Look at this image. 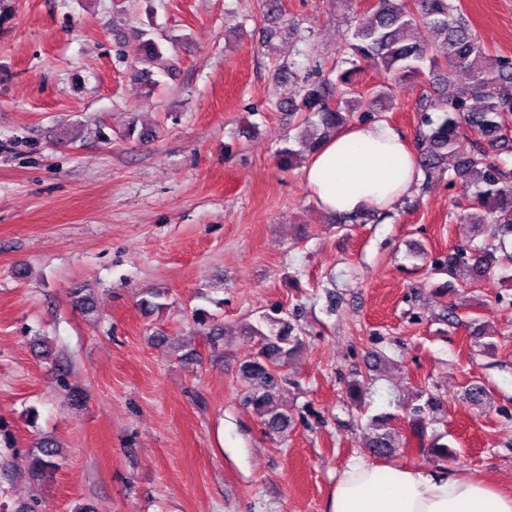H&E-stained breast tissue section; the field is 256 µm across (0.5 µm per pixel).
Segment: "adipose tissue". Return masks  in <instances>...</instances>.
<instances>
[{"label":"adipose tissue","mask_w":512,"mask_h":512,"mask_svg":"<svg viewBox=\"0 0 512 512\" xmlns=\"http://www.w3.org/2000/svg\"><path fill=\"white\" fill-rule=\"evenodd\" d=\"M415 144L380 123L336 132L310 155L303 176L321 211L365 214L392 209L421 179ZM332 512H512V494L483 479L425 467L382 469L357 457L340 473Z\"/></svg>","instance_id":"ef3b65f1"}]
</instances>
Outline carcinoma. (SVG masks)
Returning a JSON list of instances; mask_svg holds the SVG:
<instances>
[{
    "instance_id": "1",
    "label": "carcinoma",
    "mask_w": 512,
    "mask_h": 512,
    "mask_svg": "<svg viewBox=\"0 0 512 512\" xmlns=\"http://www.w3.org/2000/svg\"><path fill=\"white\" fill-rule=\"evenodd\" d=\"M431 39L418 38L419 30ZM121 54L131 57L132 75L147 87L154 84L151 63L162 56L159 42L147 31L134 32L132 41L123 43ZM373 60L388 74L389 85L377 96H390L391 86L426 80L428 89L419 99V132L416 138L420 168L425 179L448 177L461 185L470 204L460 214L468 224L490 225L491 242L468 253L448 254L440 265L449 276L457 268L470 280H481L495 269L512 267V253H499L498 243L512 237V168L497 161L502 153L512 152V59L487 56L478 35L456 0H377L356 16L343 46V57L336 64V80L318 66L308 69L298 98L288 103V111L299 113L309 135L302 137L309 152L316 151L327 134L345 125L347 113L355 111L361 100L355 96L360 63ZM438 113L432 118L431 113ZM479 135L483 147L475 150L464 141V130ZM455 157L453 168L444 166ZM165 292L147 290L140 306L149 314L162 308L159 299ZM72 304L83 313H94L92 297L85 289L72 291ZM194 322L211 339L222 335L214 317L203 309L193 314ZM295 327L283 317H269V333L259 329L250 335L260 337L259 349L241 369L249 383L245 399L268 430L280 433L288 427V411L276 402L284 383L281 369L299 349L301 340ZM417 399L424 404L413 407L414 420L405 435L386 427L376 434L369 450L378 456H391L410 445V438L423 440L425 430L435 422L425 411L441 402L424 389ZM62 448L50 436L39 439L27 459V475L42 482L59 467Z\"/></svg>"
}]
</instances>
